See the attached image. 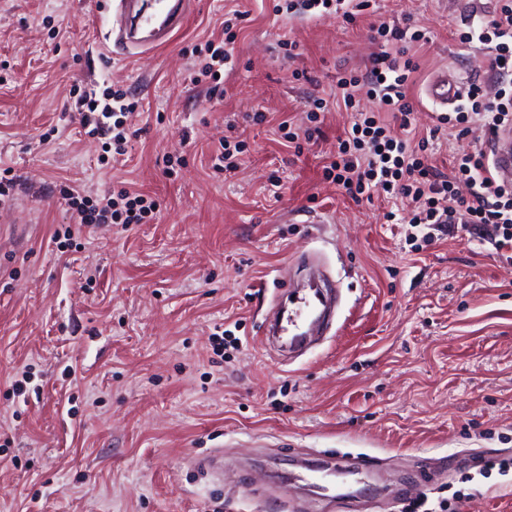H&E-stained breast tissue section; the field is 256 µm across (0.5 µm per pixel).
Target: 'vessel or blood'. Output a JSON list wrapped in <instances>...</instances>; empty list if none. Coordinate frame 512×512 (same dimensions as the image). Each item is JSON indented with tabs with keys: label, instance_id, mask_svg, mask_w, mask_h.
I'll use <instances>...</instances> for the list:
<instances>
[{
	"label": "vessel or blood",
	"instance_id": "vessel-or-blood-1",
	"mask_svg": "<svg viewBox=\"0 0 512 512\" xmlns=\"http://www.w3.org/2000/svg\"><path fill=\"white\" fill-rule=\"evenodd\" d=\"M192 0H115L112 10V28L104 34V41L126 52L145 50L169 42L183 26L191 10ZM462 87L448 71L435 75L426 87V95L440 110L453 108L460 100ZM492 166L495 176L504 184H512V129L503 128L493 136ZM336 315L335 296L329 290H314L291 298L289 307L275 306L267 318L264 334L284 336L293 350L308 348L316 337L326 335ZM373 463L360 458L347 463L352 477L353 491L332 494L330 489L315 483L314 493L319 497L334 496L338 506L358 502L357 490L367 478Z\"/></svg>",
	"mask_w": 512,
	"mask_h": 512
}]
</instances>
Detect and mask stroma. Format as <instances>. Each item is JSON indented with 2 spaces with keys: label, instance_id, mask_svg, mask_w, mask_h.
Here are the masks:
<instances>
[{
  "label": "stroma",
  "instance_id": "35a3bbf8",
  "mask_svg": "<svg viewBox=\"0 0 512 512\" xmlns=\"http://www.w3.org/2000/svg\"><path fill=\"white\" fill-rule=\"evenodd\" d=\"M490 0H376L378 19L430 36L411 43L421 70L494 86L486 50L454 31ZM239 64L226 93L186 85V48L231 7ZM97 0H0V512H293L306 489L275 481L293 450L314 464L370 456L376 512H401L400 489L467 499L459 512H512V470L462 463L512 458V262L491 227L436 233L420 251L387 223L383 192L354 203L321 170L350 114H321L301 154L277 119H305L378 45L368 21L274 16L270 0H195L161 48L107 51ZM298 44L286 59L277 41ZM305 72L297 81L293 71ZM121 82L142 104L125 164L98 168L69 90ZM275 119L255 123V112ZM63 135L44 146L49 127ZM246 141L240 169L214 167L221 139ZM480 128L435 143L432 163L488 147ZM117 181L161 203L150 224H103L58 250L70 224L61 183ZM341 295L331 332L286 361L265 316L308 260ZM242 320L230 363L212 334ZM223 450L221 471L206 460Z\"/></svg>",
  "mask_w": 512,
  "mask_h": 512
}]
</instances>
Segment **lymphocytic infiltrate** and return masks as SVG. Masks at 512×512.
Instances as JSON below:
<instances>
[{
    "label": "lymphocytic infiltrate",
    "instance_id": "lymphocytic-infiltrate-1",
    "mask_svg": "<svg viewBox=\"0 0 512 512\" xmlns=\"http://www.w3.org/2000/svg\"><path fill=\"white\" fill-rule=\"evenodd\" d=\"M376 33L381 48L362 70L345 72L338 78L330 98L311 96L309 120H317L329 103L351 109L353 121L338 140L336 156L323 168L324 181L341 187L356 201L369 196L379 186L395 198L406 200L409 212L403 221L409 224L410 240L430 241L432 226L453 223L490 224L496 230L497 253L512 251V186L494 176L483 149L454 159L449 174L434 173L428 163V147L444 131L480 125L487 134L506 126L512 119V85L498 86L487 94L479 84H470L456 111L437 115L428 136L412 140L397 136V129H409L414 103L410 91L420 68L396 44L410 40L427 44L421 31L406 32L380 23ZM456 34L461 42L479 44L490 51V69L498 75L512 72V0H505L493 11L467 19ZM235 36L226 33L221 40H207L194 49L188 69L193 86L214 91L223 75L233 70ZM376 100L372 112L358 109L360 96ZM77 103L80 124L90 135L102 138L103 153L98 162L111 166L125 155L131 135L130 119L138 107L123 88H115L103 97L80 94ZM60 192L77 224L94 228L102 224H147L159 211L158 202L143 193L127 189H108L95 195L69 185Z\"/></svg>",
    "mask_w": 512,
    "mask_h": 512
}]
</instances>
